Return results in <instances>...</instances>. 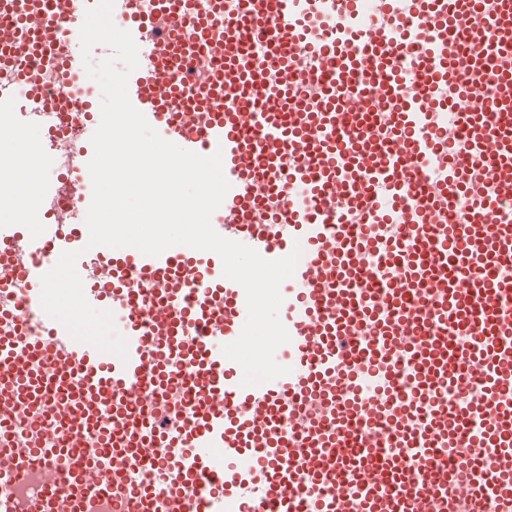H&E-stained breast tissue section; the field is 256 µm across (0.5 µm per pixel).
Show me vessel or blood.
Here are the masks:
<instances>
[{"label": "vessel or blood", "mask_w": 512, "mask_h": 512, "mask_svg": "<svg viewBox=\"0 0 512 512\" xmlns=\"http://www.w3.org/2000/svg\"><path fill=\"white\" fill-rule=\"evenodd\" d=\"M96 0H0V112L59 106ZM132 105L221 153L215 230L275 260L287 375L226 358L217 254L100 247L74 341L42 274L86 240L0 226V512H512V0H114ZM460 138L462 152L449 151ZM456 469H449V460Z\"/></svg>", "instance_id": "1"}]
</instances>
